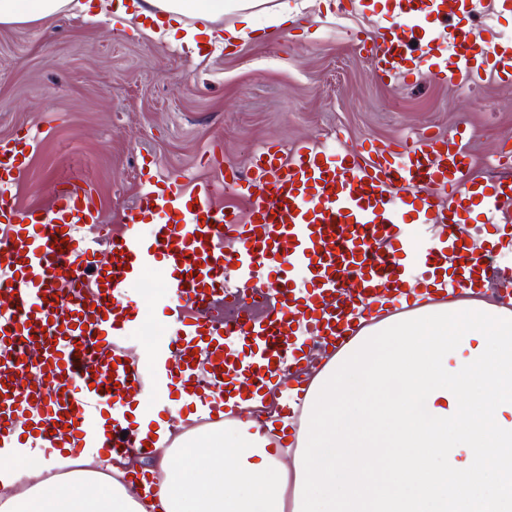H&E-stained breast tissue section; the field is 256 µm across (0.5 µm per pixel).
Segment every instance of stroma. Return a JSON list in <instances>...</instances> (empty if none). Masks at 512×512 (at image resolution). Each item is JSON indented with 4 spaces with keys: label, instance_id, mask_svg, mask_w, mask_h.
Here are the masks:
<instances>
[{
    "label": "stroma",
    "instance_id": "stroma-1",
    "mask_svg": "<svg viewBox=\"0 0 512 512\" xmlns=\"http://www.w3.org/2000/svg\"><path fill=\"white\" fill-rule=\"evenodd\" d=\"M301 22L293 35L259 15L249 40L226 47L200 35L193 48L145 41L133 22L90 23L78 11L1 26L0 139L28 129L39 141L19 203L47 205L57 186L78 179L114 226L143 188L142 155L160 176L209 181L219 177L207 162L215 145L223 166L244 168L269 142L289 149L337 138L352 151L463 123L478 176L512 149V88H388L351 39L375 31L372 12L342 21L311 12Z\"/></svg>",
    "mask_w": 512,
    "mask_h": 512
}]
</instances>
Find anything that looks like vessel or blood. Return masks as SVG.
Returning a JSON list of instances; mask_svg holds the SVG:
<instances>
[{
  "label": "vessel or blood",
  "instance_id": "b4317fda",
  "mask_svg": "<svg viewBox=\"0 0 512 512\" xmlns=\"http://www.w3.org/2000/svg\"><path fill=\"white\" fill-rule=\"evenodd\" d=\"M488 3L512 15V0H381L366 47L375 79L511 87L512 39L472 24ZM465 134L460 125L354 151L268 144L247 170L224 171L249 203L244 216L217 203L213 183L157 177L145 155L146 189L111 233L97 193L79 184L58 187L49 207L20 206L38 140L27 130L0 140V446H106L119 457L136 447L145 406L200 424L242 406L252 421L278 396L295 419L308 364L381 300L404 311L431 284L453 297L511 278L491 251L468 250L464 228L477 212L490 238L512 222V164L476 176ZM412 223L441 233L412 248ZM157 267L168 340L145 364L131 339Z\"/></svg>",
  "mask_w": 512,
  "mask_h": 512
}]
</instances>
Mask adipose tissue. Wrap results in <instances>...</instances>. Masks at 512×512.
<instances>
[{
    "mask_svg": "<svg viewBox=\"0 0 512 512\" xmlns=\"http://www.w3.org/2000/svg\"><path fill=\"white\" fill-rule=\"evenodd\" d=\"M314 0H137L145 38H169L180 17L213 22L218 43L246 38L264 14L293 19ZM128 18L124 0L98 8L74 0H0V25L48 23L73 8ZM142 433L165 452L160 492L131 493L123 471L85 470L80 456L45 448V477L22 487L26 448H0V512H512V309L468 291L452 302L362 323L353 342L315 375L299 424L273 417L268 431L224 423L176 434L139 411ZM296 429V445L277 434ZM194 457L173 466V448Z\"/></svg>",
    "mask_w": 512,
    "mask_h": 512,
    "instance_id": "ef3b65f1",
    "label": "adipose tissue"
}]
</instances>
